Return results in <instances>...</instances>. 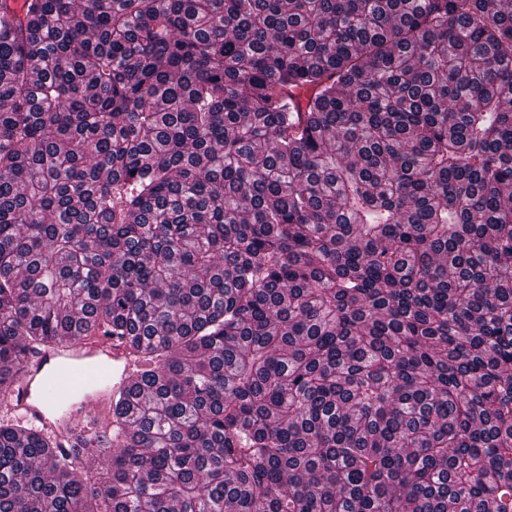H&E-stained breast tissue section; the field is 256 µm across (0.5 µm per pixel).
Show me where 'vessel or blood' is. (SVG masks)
I'll use <instances>...</instances> for the list:
<instances>
[{
  "instance_id": "b4317fda",
  "label": "vessel or blood",
  "mask_w": 512,
  "mask_h": 512,
  "mask_svg": "<svg viewBox=\"0 0 512 512\" xmlns=\"http://www.w3.org/2000/svg\"><path fill=\"white\" fill-rule=\"evenodd\" d=\"M134 362L113 340L79 338L48 356L31 357L13 390L11 407L67 438L83 425L87 410L129 388Z\"/></svg>"
}]
</instances>
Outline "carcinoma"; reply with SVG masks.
Instances as JSON below:
<instances>
[{"label":"carcinoma","instance_id":"cac0c4a2","mask_svg":"<svg viewBox=\"0 0 512 512\" xmlns=\"http://www.w3.org/2000/svg\"><path fill=\"white\" fill-rule=\"evenodd\" d=\"M95 332L0 512H512V0H0V394ZM63 364L78 369L60 372L49 394L47 378ZM133 368L127 347L114 339L68 341L47 357L29 359L12 389L10 407L67 439L68 431L90 418L86 409L96 404L101 407L111 394L130 387Z\"/></svg>","mask_w":512,"mask_h":512}]
</instances>
